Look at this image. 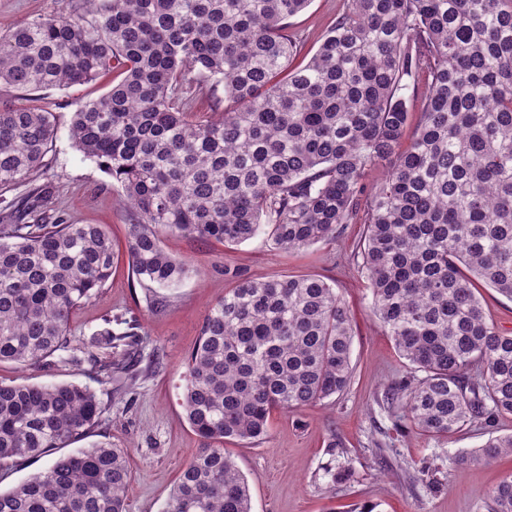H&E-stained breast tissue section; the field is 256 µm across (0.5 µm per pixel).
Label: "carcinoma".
Listing matches in <instances>:
<instances>
[{
  "instance_id": "obj_1",
  "label": "carcinoma",
  "mask_w": 512,
  "mask_h": 512,
  "mask_svg": "<svg viewBox=\"0 0 512 512\" xmlns=\"http://www.w3.org/2000/svg\"><path fill=\"white\" fill-rule=\"evenodd\" d=\"M37 14L0 35V192L45 166L57 114L27 103L43 88L112 74L69 132L133 207L129 266L152 309L188 265L162 237L280 249L333 241L364 220L361 272L372 311L410 366L389 388L421 432L448 437L512 414V334L490 323L479 289L512 299V0H340L306 64L289 19L310 0H92ZM224 83V113L182 103L194 81ZM423 94L420 112L410 95ZM387 164L366 192V171ZM0 224V364L69 349L74 310L112 274L98 224L46 220L49 187ZM353 322L336 288L310 276L239 278L209 310L188 357L186 418L207 447L183 468L166 512H251L222 445L255 442L276 409L351 384ZM120 353L94 360L104 384L134 382L143 337L105 332ZM101 414L72 383L0 384V466L83 438ZM512 457V434L455 457ZM129 451L96 444L55 459L7 492L0 512H128ZM490 512H512V474Z\"/></svg>"
}]
</instances>
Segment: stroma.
<instances>
[{"mask_svg":"<svg viewBox=\"0 0 512 512\" xmlns=\"http://www.w3.org/2000/svg\"><path fill=\"white\" fill-rule=\"evenodd\" d=\"M87 0H0V31L39 13L67 14ZM339 0H311L291 25L301 37V59L318 48L336 17ZM109 79L67 89L38 91L41 103L58 116V132L46 156L47 167L30 184L0 196V219L15 197L29 187L48 186L56 209L76 224H100L115 245L112 275L100 293L77 309L70 340L81 350V366L55 357L46 363L0 365L5 384L74 383L93 389L103 412L90 433L77 440L86 448L108 443L130 451L129 512H165L174 485L203 441L186 419L183 405L187 357L209 308L233 287L234 274L252 278L318 276L333 284L354 321L351 350L353 379L343 394L316 405L270 417L269 434L258 442L229 443L251 490L252 512H487L493 488L512 474V458L486 460L461 468L451 458L481 447L488 439L512 434V415L493 427L468 424L447 439L421 434L400 409L384 408L382 399L408 365L372 312V295L359 265V223L342 225L335 240L288 251L258 235L240 246L186 236L163 238L162 246L190 267L160 311L148 309L144 291L132 274L127 241L132 209L122 189L76 149L69 124L73 112L109 88ZM138 323L144 336L143 361H156L148 376L127 384L101 383L94 358L106 356L99 338ZM354 477L332 483L342 466Z\"/></svg>","mask_w":512,"mask_h":512,"instance_id":"stroma-1","label":"stroma"}]
</instances>
